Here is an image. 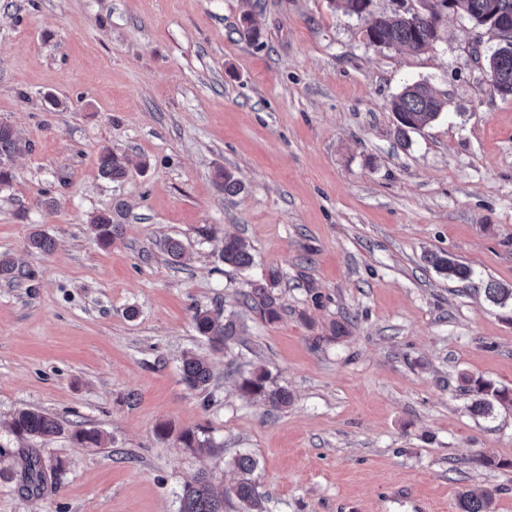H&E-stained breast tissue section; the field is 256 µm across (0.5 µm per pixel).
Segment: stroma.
<instances>
[{
	"label": "stroma",
	"instance_id": "1",
	"mask_svg": "<svg viewBox=\"0 0 512 512\" xmlns=\"http://www.w3.org/2000/svg\"><path fill=\"white\" fill-rule=\"evenodd\" d=\"M366 27L336 0H0V121L32 144L0 188V257L34 274L0 278V512H178L186 482L205 470L224 488L242 453L268 512H458L465 491L512 512V406L476 416L467 391L512 388V322L484 292L512 287L496 40L454 13L421 52L370 45ZM418 82L445 106L403 139L389 104ZM104 146L129 158L123 181L99 178ZM117 198L128 212L105 246L89 219ZM37 229L53 250L29 248ZM224 234L246 242L250 269L219 260ZM431 252L471 279L436 271ZM272 266L282 311L268 324L240 295ZM216 307L243 325L221 352L193 327ZM188 352L211 364L205 393L181 378ZM261 368L288 406L242 396ZM23 408L105 444L18 441ZM187 427L217 450L182 448ZM26 446L47 471L37 492Z\"/></svg>",
	"mask_w": 512,
	"mask_h": 512
}]
</instances>
